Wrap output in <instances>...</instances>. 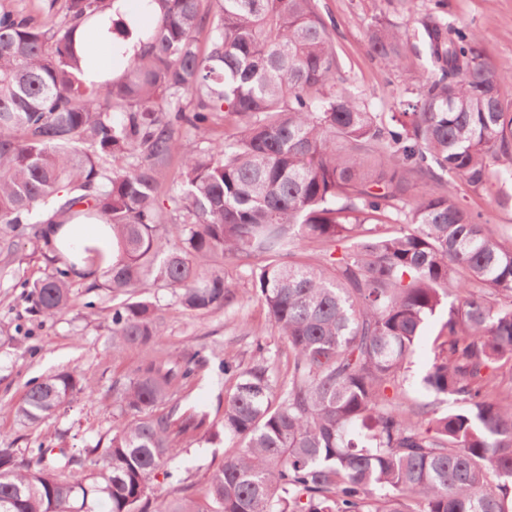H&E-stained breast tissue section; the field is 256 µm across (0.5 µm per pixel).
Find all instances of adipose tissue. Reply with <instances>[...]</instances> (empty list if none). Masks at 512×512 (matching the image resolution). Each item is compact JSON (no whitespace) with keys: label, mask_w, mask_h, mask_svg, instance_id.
Wrapping results in <instances>:
<instances>
[{"label":"adipose tissue","mask_w":512,"mask_h":512,"mask_svg":"<svg viewBox=\"0 0 512 512\" xmlns=\"http://www.w3.org/2000/svg\"><path fill=\"white\" fill-rule=\"evenodd\" d=\"M119 19L127 24L120 34L112 30L113 21ZM153 21V13L144 8L142 0H109L98 27L91 30L86 24H78L74 37L77 53L83 59L80 79L85 84L100 86L119 76L125 61L140 52L142 40ZM47 237L56 243L68 240L82 247L99 249L109 259L116 252L103 222L95 216L69 218L61 228H49Z\"/></svg>","instance_id":"1"}]
</instances>
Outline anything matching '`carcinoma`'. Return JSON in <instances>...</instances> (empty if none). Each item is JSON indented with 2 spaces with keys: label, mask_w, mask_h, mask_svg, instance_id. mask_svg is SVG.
<instances>
[{
  "label": "carcinoma",
  "mask_w": 512,
  "mask_h": 512,
  "mask_svg": "<svg viewBox=\"0 0 512 512\" xmlns=\"http://www.w3.org/2000/svg\"><path fill=\"white\" fill-rule=\"evenodd\" d=\"M107 0H48L47 20L0 9V247L36 245L44 212L98 216L118 255L105 287L111 349L150 354L112 387L124 422L105 448H0V512H148L154 476L198 435L239 447L209 478L208 502L159 501L154 512H512V244L448 196L512 181V67L434 12L409 37L383 19L369 51L413 86L399 112H375L336 87L341 62L314 0H152L140 55L102 86L77 77L75 22ZM60 19H55V16ZM214 26L208 50L195 34ZM233 131L184 149L219 114ZM181 156L178 221L162 223L156 190ZM134 158L127 172L112 160ZM180 245L166 248L164 240ZM324 246L322 261L301 245ZM235 261L288 351L280 377L262 347L233 382L224 415L191 402L206 358L170 352L156 306L134 296L151 279L201 314L235 301L213 265ZM84 248L33 284L32 310L71 306ZM447 308L439 352L408 402L401 376L426 319ZM83 378L32 384L15 409L30 425L56 415ZM453 401L455 408L441 406ZM94 459L95 469L83 465Z\"/></svg>",
  "instance_id": "obj_1"
}]
</instances>
